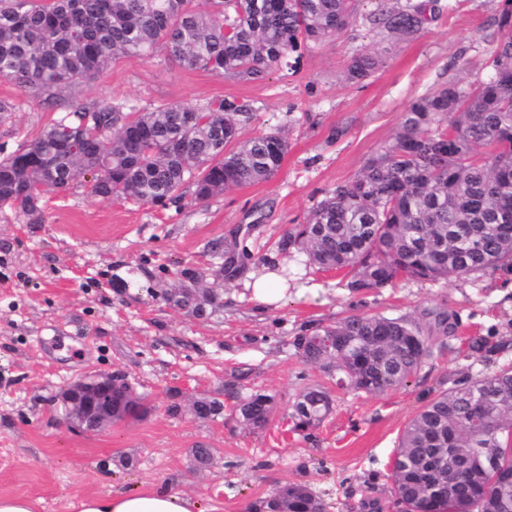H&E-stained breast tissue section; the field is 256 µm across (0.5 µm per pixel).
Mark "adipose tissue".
<instances>
[{
  "label": "adipose tissue",
  "mask_w": 512,
  "mask_h": 512,
  "mask_svg": "<svg viewBox=\"0 0 512 512\" xmlns=\"http://www.w3.org/2000/svg\"><path fill=\"white\" fill-rule=\"evenodd\" d=\"M72 507L74 512H199L188 494L153 490L80 497Z\"/></svg>",
  "instance_id": "obj_1"
}]
</instances>
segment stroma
<instances>
[{
    "label": "stroma",
    "mask_w": 512,
    "mask_h": 512,
    "mask_svg": "<svg viewBox=\"0 0 512 512\" xmlns=\"http://www.w3.org/2000/svg\"><path fill=\"white\" fill-rule=\"evenodd\" d=\"M440 17L396 40L357 25L308 48L296 67L240 81L188 69L165 52L130 56L96 80L46 100L0 78V156L26 145L66 105L124 100L160 103L228 99L249 112L243 137L286 131L278 174L205 203L192 196L166 206L91 197L83 182L42 196L38 220L0 204V496L24 495L38 512H72L87 495L148 487L193 496L202 512H249L289 482L306 483L326 512H402L390 478L409 421L454 381L512 365V273L433 284L398 281L356 294L344 272L319 271L276 242L303 223L325 191L351 179L388 144L421 95L485 78L495 9L490 0H440ZM383 58L369 79L344 77L352 54ZM207 272L204 287L224 304L194 317L167 303L185 286L183 270ZM287 271L288 291L263 308L252 274ZM444 306L457 323L448 347L406 385L381 395L337 388L292 345L306 325L363 312L396 316ZM475 336L505 343L491 358L471 352ZM89 373L125 377L146 413L103 432L69 428L61 394ZM308 385L331 389L334 408L316 427L290 415ZM276 397L266 425L239 421V399ZM203 398L220 415L198 417ZM212 450L198 467L195 446Z\"/></svg>",
    "instance_id": "1"
}]
</instances>
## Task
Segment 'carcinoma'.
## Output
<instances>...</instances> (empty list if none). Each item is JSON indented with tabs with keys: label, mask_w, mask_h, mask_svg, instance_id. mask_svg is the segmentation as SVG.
<instances>
[{
	"label": "carcinoma",
	"mask_w": 512,
	"mask_h": 512,
	"mask_svg": "<svg viewBox=\"0 0 512 512\" xmlns=\"http://www.w3.org/2000/svg\"><path fill=\"white\" fill-rule=\"evenodd\" d=\"M198 11L190 0H0V77L31 95L52 97L95 80L108 66L157 45L179 63L239 80L258 79L299 61L302 50L362 19L401 39L436 20L440 0H377L360 16L362 0H212ZM486 78L450 83L420 96L390 144L350 180L324 192L304 223L277 242L319 270H345L347 288L368 293L401 277L450 281L512 271V0H498ZM382 59L359 50L345 78L360 83ZM249 119L228 100L203 105L163 103L134 110L125 102L76 106L26 146L0 158V203L39 214L37 186L66 191L92 175L90 195L166 205L188 186L198 201L264 182L280 170L288 137L273 131L244 139ZM220 304L210 294L189 304ZM455 332L444 307L416 316L359 314L314 324L294 339L309 363L336 385L368 395L395 389L416 375ZM275 396L255 392L237 408L262 427ZM330 393L303 389L292 404L294 428L322 422ZM224 409L213 398L195 403L207 418ZM512 437V366L458 381L432 399L400 436L392 470L405 512H512V460L500 469L489 457ZM325 512L305 484L288 483L259 500L253 512Z\"/></svg>",
	"instance_id": "obj_1"
}]
</instances>
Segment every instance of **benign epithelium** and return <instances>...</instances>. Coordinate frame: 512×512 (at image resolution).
Segmentation results:
<instances>
[{
  "label": "benign epithelium",
  "mask_w": 512,
  "mask_h": 512,
  "mask_svg": "<svg viewBox=\"0 0 512 512\" xmlns=\"http://www.w3.org/2000/svg\"><path fill=\"white\" fill-rule=\"evenodd\" d=\"M133 395V388L124 387L109 374H94L70 384L63 392L65 421L72 427L104 431L114 423V397Z\"/></svg>",
  "instance_id": "7a95c632"
}]
</instances>
